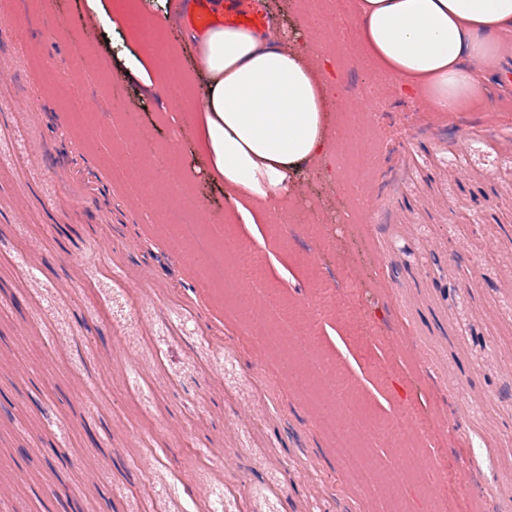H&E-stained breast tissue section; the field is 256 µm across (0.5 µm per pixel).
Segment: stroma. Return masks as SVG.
I'll return each mask as SVG.
<instances>
[{
  "label": "stroma",
  "mask_w": 512,
  "mask_h": 512,
  "mask_svg": "<svg viewBox=\"0 0 512 512\" xmlns=\"http://www.w3.org/2000/svg\"><path fill=\"white\" fill-rule=\"evenodd\" d=\"M100 3L0 0V491L14 512H436L438 483L446 512H512V86L490 78L480 112L421 111L338 51L353 14L317 22L302 0H268L293 39L323 36L343 102L383 104L373 150L334 143L343 168L302 172L287 224H248L200 175L163 88L131 78L144 48ZM135 5L172 45L163 67L200 95L174 0ZM46 13L56 32H5ZM54 59L77 65L87 111L43 80ZM185 203L199 239L169 222ZM324 365L378 419L411 411L422 446L323 426L327 406L347 411L316 399ZM358 448L376 494L349 472Z\"/></svg>",
  "instance_id": "35a3bbf8"
}]
</instances>
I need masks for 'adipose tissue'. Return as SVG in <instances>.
<instances>
[{
  "instance_id": "obj_1",
  "label": "adipose tissue",
  "mask_w": 512,
  "mask_h": 512,
  "mask_svg": "<svg viewBox=\"0 0 512 512\" xmlns=\"http://www.w3.org/2000/svg\"><path fill=\"white\" fill-rule=\"evenodd\" d=\"M371 76L398 81L425 112L478 106L489 75L512 78V0H355ZM206 90L185 124L207 176L268 218L291 210L301 172L325 170L336 94L319 42L284 46L237 27L197 43Z\"/></svg>"
}]
</instances>
